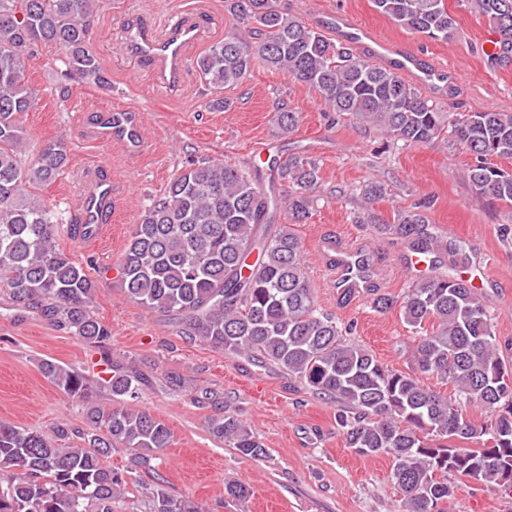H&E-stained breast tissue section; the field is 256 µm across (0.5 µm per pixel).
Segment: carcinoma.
Listing matches in <instances>:
<instances>
[{
  "label": "carcinoma",
  "mask_w": 512,
  "mask_h": 512,
  "mask_svg": "<svg viewBox=\"0 0 512 512\" xmlns=\"http://www.w3.org/2000/svg\"><path fill=\"white\" fill-rule=\"evenodd\" d=\"M488 19L503 52L512 51V0H468ZM393 23L432 39L447 40L456 22L444 0H373ZM96 0H0V288L18 311L38 309L61 330L97 348L109 377L95 381L45 360L42 373L67 395L86 404V428L66 422L53 435L0 423V512H113L122 496V473L105 464L116 446L132 450L130 472L153 478L148 512H206L171 493L152 465L169 446L168 428L128 404L112 408L95 400L104 389L114 402L138 398L152 379L109 354L111 329L92 312L96 283L83 264L56 244L59 218L30 191L57 179L66 166L62 140L46 144L23 165L22 117L38 100L26 79L34 46L63 50L65 76L109 80L90 46ZM240 20L256 22L253 45L231 31L197 60L208 84L232 86L258 55L314 87L339 115L352 114L386 136L428 143L450 130L453 145L474 163L466 179L480 196L512 203V174L489 162L512 158V114L472 112L447 116L400 75L368 62L341 42L277 9L275 0H229ZM284 132L299 123L291 110L274 114ZM288 200V223L271 229L278 201L259 176L222 160L193 161L170 182L133 226L118 264L130 299L173 317L181 333L228 356L270 362L297 376L312 392L338 404L336 425L347 447L362 456L387 455L404 512H446L454 494L438 474L454 472L489 487L512 486V363L501 356L492 319L471 282L437 271L412 284L404 297L380 294L373 306H397L418 337L411 370H392L364 346L344 338L336 317L315 299L293 225L309 218L318 165L308 159H273ZM357 223L411 243L415 253H434L428 221L401 212L386 221L365 209ZM453 385L444 398L421 384V375ZM490 413L476 426L467 407ZM209 433L240 454H266L245 422L224 406L207 422ZM461 442L476 444L463 448Z\"/></svg>",
  "instance_id": "obj_1"
}]
</instances>
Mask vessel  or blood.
<instances>
[{"label":"vessel or blood","instance_id":"1","mask_svg":"<svg viewBox=\"0 0 512 512\" xmlns=\"http://www.w3.org/2000/svg\"><path fill=\"white\" fill-rule=\"evenodd\" d=\"M335 29L337 39L351 45L360 56L379 62L399 75L435 87L448 82V70L444 64L414 51L408 45L383 39L375 31L359 25L349 14L337 15ZM200 36V22L176 15L170 19L166 32L159 36L137 27L130 29L125 51L129 56L148 61L150 77L157 87L173 88L180 83L189 51ZM138 130L134 111H109L97 124L94 137L97 141L118 144L134 151L141 145ZM113 195L111 179L99 176L87 182L78 199L77 206L83 213V221L91 225L94 234H101L112 220L106 204ZM322 250L327 254L324 269L328 282L333 287L351 288L356 295H364L371 266L362 247H343L327 242Z\"/></svg>","mask_w":512,"mask_h":512}]
</instances>
